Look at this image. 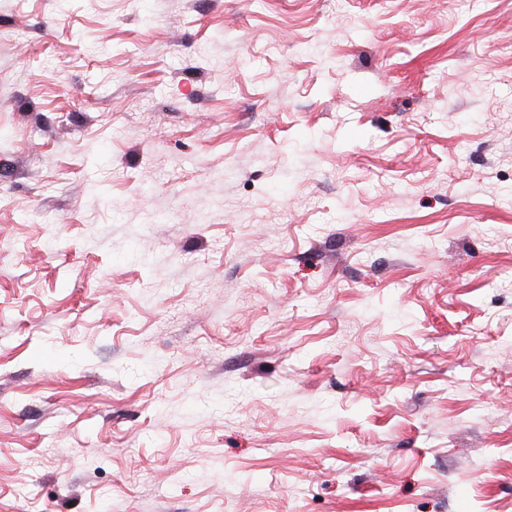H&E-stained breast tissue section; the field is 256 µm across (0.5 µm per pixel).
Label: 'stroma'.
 <instances>
[{"instance_id":"stroma-1","label":"stroma","mask_w":512,"mask_h":512,"mask_svg":"<svg viewBox=\"0 0 512 512\" xmlns=\"http://www.w3.org/2000/svg\"><path fill=\"white\" fill-rule=\"evenodd\" d=\"M0 512H512V0H0Z\"/></svg>"}]
</instances>
